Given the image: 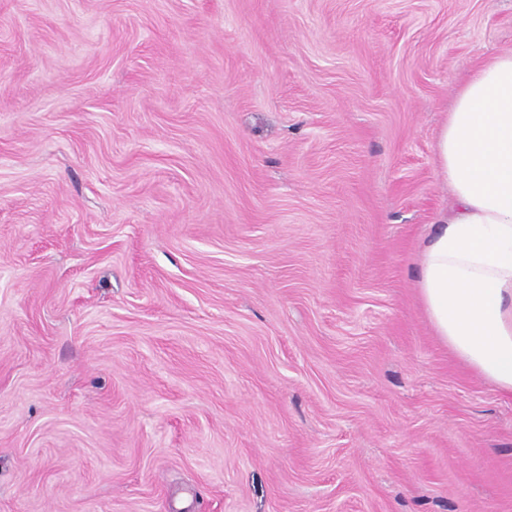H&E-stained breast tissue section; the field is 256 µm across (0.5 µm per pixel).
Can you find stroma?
I'll use <instances>...</instances> for the list:
<instances>
[{
    "label": "stroma",
    "mask_w": 512,
    "mask_h": 512,
    "mask_svg": "<svg viewBox=\"0 0 512 512\" xmlns=\"http://www.w3.org/2000/svg\"><path fill=\"white\" fill-rule=\"evenodd\" d=\"M512 0H0V512H512V396L421 241Z\"/></svg>",
    "instance_id": "obj_1"
}]
</instances>
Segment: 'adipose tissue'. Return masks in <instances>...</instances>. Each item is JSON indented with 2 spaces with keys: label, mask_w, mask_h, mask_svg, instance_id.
<instances>
[{
  "label": "adipose tissue",
  "mask_w": 512,
  "mask_h": 512,
  "mask_svg": "<svg viewBox=\"0 0 512 512\" xmlns=\"http://www.w3.org/2000/svg\"><path fill=\"white\" fill-rule=\"evenodd\" d=\"M434 163L454 206L422 242L420 301L451 352L512 394V52L461 85Z\"/></svg>",
  "instance_id": "adipose-tissue-1"
}]
</instances>
